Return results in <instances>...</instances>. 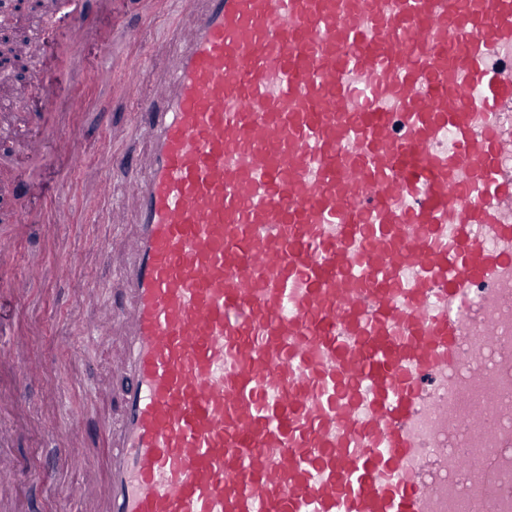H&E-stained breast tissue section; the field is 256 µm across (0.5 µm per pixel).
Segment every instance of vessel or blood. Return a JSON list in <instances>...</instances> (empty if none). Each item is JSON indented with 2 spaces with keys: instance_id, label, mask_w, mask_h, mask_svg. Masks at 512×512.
Instances as JSON below:
<instances>
[{
  "instance_id": "b4317fda",
  "label": "vessel or blood",
  "mask_w": 512,
  "mask_h": 512,
  "mask_svg": "<svg viewBox=\"0 0 512 512\" xmlns=\"http://www.w3.org/2000/svg\"><path fill=\"white\" fill-rule=\"evenodd\" d=\"M183 16L113 64L121 10ZM34 56L0 236V397L57 399L25 290L113 83L143 154L107 153L122 286L83 342L118 381L97 512H512V0H73ZM96 48V61L86 51ZM162 69L152 82L144 75ZM49 251L15 266L28 225ZM72 482L60 512H82Z\"/></svg>"
}]
</instances>
